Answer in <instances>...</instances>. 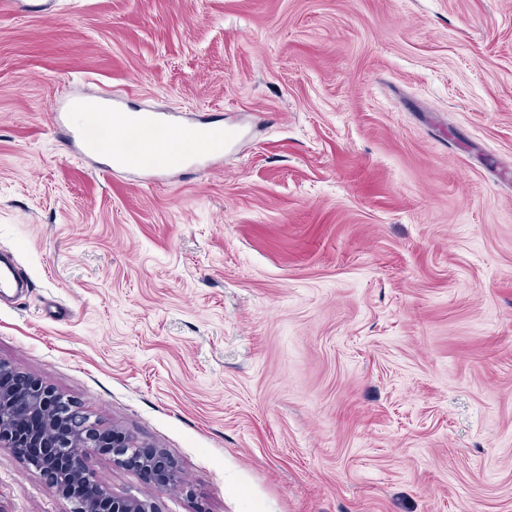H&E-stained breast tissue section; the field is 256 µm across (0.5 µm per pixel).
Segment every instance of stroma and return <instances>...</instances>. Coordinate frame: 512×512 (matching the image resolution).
Returning <instances> with one entry per match:
<instances>
[{
	"label": "stroma",
	"mask_w": 512,
	"mask_h": 512,
	"mask_svg": "<svg viewBox=\"0 0 512 512\" xmlns=\"http://www.w3.org/2000/svg\"><path fill=\"white\" fill-rule=\"evenodd\" d=\"M242 132L143 181L54 106ZM0 361L179 465L159 512H512V0L0 11ZM0 512H73L0 448Z\"/></svg>",
	"instance_id": "1"
}]
</instances>
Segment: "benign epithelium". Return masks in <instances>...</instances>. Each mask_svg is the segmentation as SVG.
<instances>
[{"instance_id": "obj_1", "label": "benign epithelium", "mask_w": 512, "mask_h": 512, "mask_svg": "<svg viewBox=\"0 0 512 512\" xmlns=\"http://www.w3.org/2000/svg\"><path fill=\"white\" fill-rule=\"evenodd\" d=\"M17 370L0 362V448H9L27 469L40 473L47 489L72 500L77 512H158L155 505L116 496L96 484L86 460L108 455L117 466L140 463V472L162 491L182 485L178 464L166 452H146L138 437L91 420L80 403L35 377L18 385ZM55 448V453H37Z\"/></svg>"}]
</instances>
